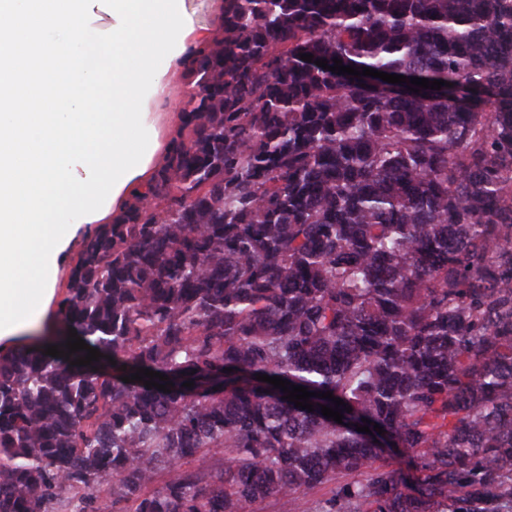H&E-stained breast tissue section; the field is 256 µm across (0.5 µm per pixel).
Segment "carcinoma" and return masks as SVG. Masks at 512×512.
<instances>
[{
  "label": "carcinoma",
  "instance_id": "obj_1",
  "mask_svg": "<svg viewBox=\"0 0 512 512\" xmlns=\"http://www.w3.org/2000/svg\"><path fill=\"white\" fill-rule=\"evenodd\" d=\"M336 58L452 86L315 64ZM181 78L163 161L59 302L53 344L102 357L0 351V512H296L316 489L321 512H512V0H228ZM139 368L171 392L122 381Z\"/></svg>",
  "mask_w": 512,
  "mask_h": 512
}]
</instances>
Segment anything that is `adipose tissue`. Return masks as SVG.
<instances>
[{
    "label": "adipose tissue",
    "mask_w": 512,
    "mask_h": 512,
    "mask_svg": "<svg viewBox=\"0 0 512 512\" xmlns=\"http://www.w3.org/2000/svg\"><path fill=\"white\" fill-rule=\"evenodd\" d=\"M0 0V338L32 323L55 291V255L82 224H108L154 168L139 142L138 91L166 101L205 43L178 0ZM164 47L170 63L157 70ZM135 65H127V58ZM67 207L81 224H52Z\"/></svg>",
    "instance_id": "ef3b65f1"
}]
</instances>
